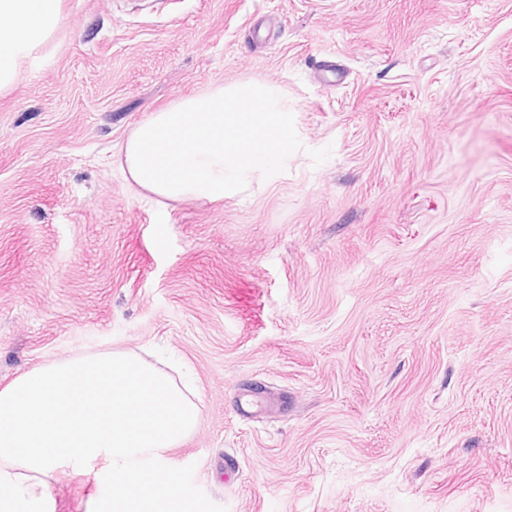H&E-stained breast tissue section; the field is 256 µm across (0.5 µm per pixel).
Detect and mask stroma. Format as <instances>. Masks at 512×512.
<instances>
[{
  "instance_id": "1",
  "label": "stroma",
  "mask_w": 512,
  "mask_h": 512,
  "mask_svg": "<svg viewBox=\"0 0 512 512\" xmlns=\"http://www.w3.org/2000/svg\"><path fill=\"white\" fill-rule=\"evenodd\" d=\"M60 12L0 93V387L158 349L201 399L172 457L228 512H512V0ZM244 81L294 116L284 172L128 191L139 122Z\"/></svg>"
}]
</instances>
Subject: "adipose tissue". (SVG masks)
<instances>
[{
    "mask_svg": "<svg viewBox=\"0 0 512 512\" xmlns=\"http://www.w3.org/2000/svg\"><path fill=\"white\" fill-rule=\"evenodd\" d=\"M58 19V0H0V92L12 86L18 61L52 34Z\"/></svg>",
    "mask_w": 512,
    "mask_h": 512,
    "instance_id": "1",
    "label": "adipose tissue"
}]
</instances>
